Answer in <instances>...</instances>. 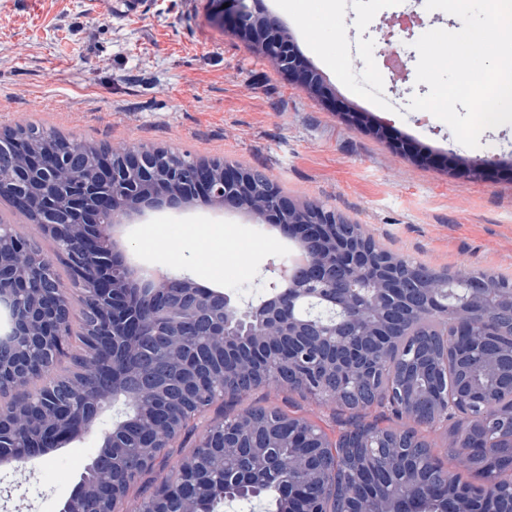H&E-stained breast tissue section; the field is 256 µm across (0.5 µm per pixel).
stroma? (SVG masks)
<instances>
[{"mask_svg": "<svg viewBox=\"0 0 512 512\" xmlns=\"http://www.w3.org/2000/svg\"><path fill=\"white\" fill-rule=\"evenodd\" d=\"M211 0H0V133L35 126L67 139L122 149H168L263 172L299 203L316 202L359 224L378 246L437 271L482 270L512 279V124L483 132L468 148L426 111L409 110L429 87L415 70L399 77L378 40L397 15L422 14L426 29L449 24L425 0H336L321 14L316 0H246L275 18L306 65L323 78L324 95L300 89L231 28L213 23ZM384 125L380 137L360 126ZM495 158L487 177L447 170L442 158ZM0 222L53 256L63 284L71 278L55 242L0 198ZM224 227L221 289L239 305L260 302L270 264L294 245L259 227L240 209L145 210L116 227L119 249L143 269L185 274L205 283L209 225ZM249 407L273 408L336 437L350 412L289 389L260 387L225 398L176 438L151 473L133 485L116 512H133L211 423ZM432 454L461 482L480 473L460 468L448 428H417ZM100 439L89 434L24 468L0 465V512H62L87 476Z\"/></svg>", "mask_w": 512, "mask_h": 512, "instance_id": "stroma-1", "label": "stroma"}]
</instances>
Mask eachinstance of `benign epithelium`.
Returning a JSON list of instances; mask_svg holds the SVG:
<instances>
[{
  "label": "benign epithelium",
  "instance_id": "benign-epithelium-1",
  "mask_svg": "<svg viewBox=\"0 0 512 512\" xmlns=\"http://www.w3.org/2000/svg\"><path fill=\"white\" fill-rule=\"evenodd\" d=\"M224 23L254 45L281 72L306 92L324 94L320 75L307 66L277 21L255 13L245 0H224ZM88 161L69 158L50 147L18 148L0 156L19 174L16 203L43 215L42 231L57 244V256L69 261L80 277V309H75L69 289L54 274V259L32 248L31 242L7 224L0 225V308L7 316L0 338V392L15 400L0 407V463L17 467L33 456H46L65 442L97 432L101 446L86 479L66 502L63 512H109L99 495L96 475L112 467L115 434L128 419L102 430L101 413L122 398L132 409L133 421L146 436L143 465L155 464L182 430L181 414L173 410L161 420L149 415L157 397L156 366L145 356L147 342H157L168 367L189 382L195 375L189 352L193 337H210V346L232 350L231 328L238 309L222 291L204 288L181 275H164L146 281L126 261L112 239V224L143 207L169 202L245 210L257 225H273L298 243L304 263L287 268V285L252 308L245 335L269 363L286 370L269 381L308 390L317 399L356 396L365 404L391 400L380 374L392 348L399 344L405 325L412 326L405 347L407 373L395 406L418 426H433L448 419L457 428L454 448L462 449L460 467L474 469V461L489 455L490 444L473 436L491 423H512V402H495L486 382L512 383V344L502 345L500 331L477 328L474 317L495 316L512 327V298L492 301L496 285L489 278L468 280L464 308L452 314L453 335L448 345L462 378L461 390L442 395L419 392L414 382L421 376L437 377L448 360L435 356L424 325L411 315L437 312L436 285L418 287L430 269L412 266L406 274L395 272L398 259L382 252L362 230L334 210L321 205H301L273 185L252 193L256 172L221 161L183 162L167 150L87 151ZM448 169L458 166L467 174L482 176L492 162H463L447 157ZM105 215L90 237L89 219ZM316 295L330 302L338 314L302 319L295 312L298 299ZM89 316L86 332L92 348L76 359L79 372L66 391L42 387L45 402L28 391L41 376L35 365L53 363L64 354L74 312ZM256 360L247 355L234 364L239 394L252 391ZM288 447L296 449L288 470L277 472L267 455L256 451L250 473L265 486L276 488L282 512H335L329 496L310 506L311 487L323 480L309 461L313 449L322 447L309 423L289 424ZM281 430L267 433L263 447L277 448ZM371 431L351 427L345 447L370 448ZM496 486L493 479L469 496L435 497L447 502L446 512H473V501ZM181 484L163 483L150 497L152 508L137 512H167L176 499L180 512H203V502L223 494L224 482L215 481L194 493H180ZM414 500L397 492L373 506L361 502L358 512H412Z\"/></svg>",
  "mask_w": 512,
  "mask_h": 512
}]
</instances>
